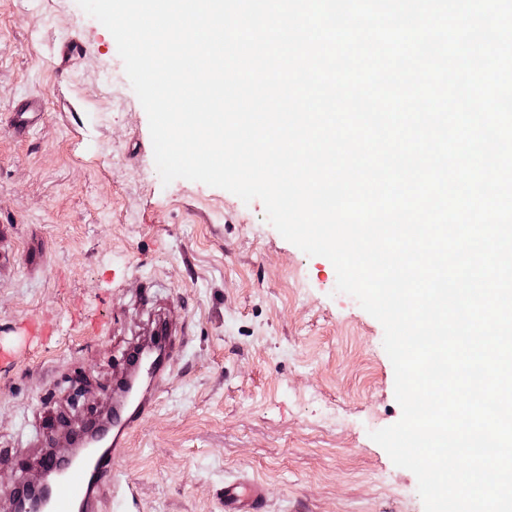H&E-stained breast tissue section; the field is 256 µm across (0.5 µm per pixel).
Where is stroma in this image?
Listing matches in <instances>:
<instances>
[{
    "label": "stroma",
    "mask_w": 512,
    "mask_h": 512,
    "mask_svg": "<svg viewBox=\"0 0 512 512\" xmlns=\"http://www.w3.org/2000/svg\"><path fill=\"white\" fill-rule=\"evenodd\" d=\"M73 38L87 53L70 61ZM26 96L43 115L18 140L6 118ZM1 224L0 345L19 353L0 364V512L18 464L35 476L38 430L72 413L71 379L82 415L110 396L146 294L180 311L187 343L117 463L134 512H224L243 472L266 512H424L416 476L370 437L402 415L381 323L260 200L162 182L116 42L77 0H0Z\"/></svg>",
    "instance_id": "1"
}]
</instances>
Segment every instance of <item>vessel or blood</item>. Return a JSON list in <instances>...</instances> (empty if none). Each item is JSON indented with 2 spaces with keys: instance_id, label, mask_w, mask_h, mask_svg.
Returning a JSON list of instances; mask_svg holds the SVG:
<instances>
[{
  "instance_id": "vessel-or-blood-1",
  "label": "vessel or blood",
  "mask_w": 512,
  "mask_h": 512,
  "mask_svg": "<svg viewBox=\"0 0 512 512\" xmlns=\"http://www.w3.org/2000/svg\"><path fill=\"white\" fill-rule=\"evenodd\" d=\"M41 114L39 99L19 102L7 118L11 134L26 137ZM184 334L178 313L157 315L148 336L126 348L106 412L76 425L64 420L44 431L38 465L40 473L52 476L53 485L42 512H103L106 494L116 488L117 461L132 431L155 408L154 386L170 375ZM224 512H265L264 486L246 476L225 483Z\"/></svg>"
}]
</instances>
